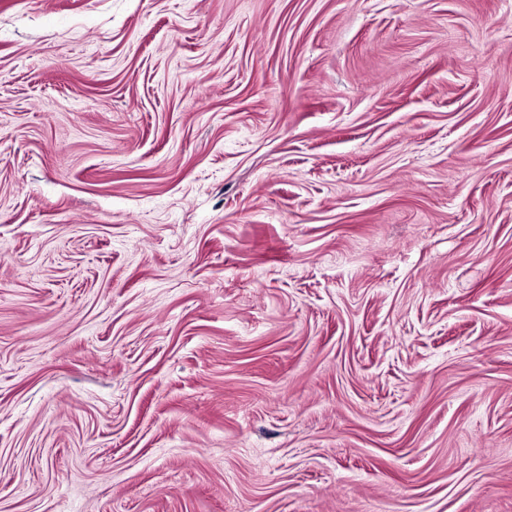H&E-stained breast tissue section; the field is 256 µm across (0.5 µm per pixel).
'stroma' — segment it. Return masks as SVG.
Here are the masks:
<instances>
[{
  "instance_id": "35a3bbf8",
  "label": "stroma",
  "mask_w": 512,
  "mask_h": 512,
  "mask_svg": "<svg viewBox=\"0 0 512 512\" xmlns=\"http://www.w3.org/2000/svg\"><path fill=\"white\" fill-rule=\"evenodd\" d=\"M0 512H512V0H0Z\"/></svg>"
}]
</instances>
